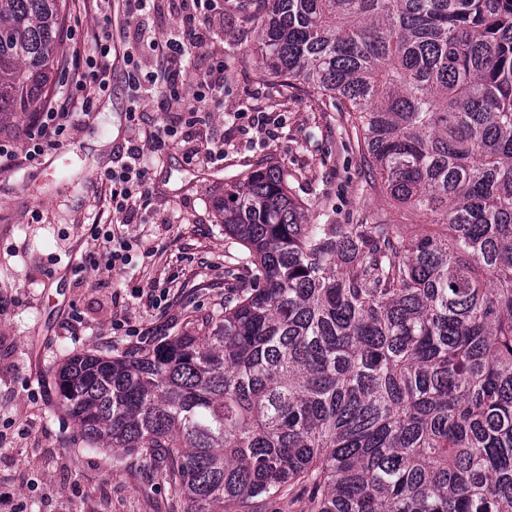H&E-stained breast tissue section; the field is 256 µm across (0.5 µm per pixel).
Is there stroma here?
<instances>
[{
  "instance_id": "35a3bbf8",
  "label": "stroma",
  "mask_w": 512,
  "mask_h": 512,
  "mask_svg": "<svg viewBox=\"0 0 512 512\" xmlns=\"http://www.w3.org/2000/svg\"><path fill=\"white\" fill-rule=\"evenodd\" d=\"M221 3L224 26L194 64L224 57V110L196 126L200 138L223 137V162L186 164L176 144L145 150L149 205L131 223H115L98 177L127 159V114L153 127L171 109L154 91L132 98L119 39L108 89L87 91L89 115L73 119L61 145L39 160L0 168V493L16 512H184L143 451L83 445L60 407L57 370L77 352H142L241 293L248 274L215 208L225 185L277 165L298 174L295 193L310 223L352 224L380 210L396 224L419 221L371 184L341 112L312 89L265 73L241 0ZM65 4L82 24L76 35L62 33L61 57L70 60L77 44L93 57L94 35L120 21L121 0ZM256 108L279 119L272 135H244L224 119ZM107 231L128 240L131 264L110 275L82 268L88 253L104 250ZM142 288L163 290L160 308L148 307Z\"/></svg>"
}]
</instances>
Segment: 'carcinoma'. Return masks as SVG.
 <instances>
[{"label": "carcinoma", "instance_id": "obj_1", "mask_svg": "<svg viewBox=\"0 0 512 512\" xmlns=\"http://www.w3.org/2000/svg\"><path fill=\"white\" fill-rule=\"evenodd\" d=\"M63 0H0V117L62 66ZM266 72L348 113L369 173L440 226L309 224L278 166L216 210L249 275L141 354L58 369L88 446L166 461L186 512H512V0H260Z\"/></svg>", "mask_w": 512, "mask_h": 512}]
</instances>
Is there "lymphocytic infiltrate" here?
<instances>
[{
  "label": "lymphocytic infiltrate",
  "mask_w": 512,
  "mask_h": 512,
  "mask_svg": "<svg viewBox=\"0 0 512 512\" xmlns=\"http://www.w3.org/2000/svg\"><path fill=\"white\" fill-rule=\"evenodd\" d=\"M157 4L158 0H124L125 23L133 29L135 44L148 47L157 57L155 69L145 72L140 69L134 54H127L126 82L135 93L145 86L157 88L167 100L180 103L181 108L163 126L135 129L134 140L128 148V163L101 175V183L109 190L112 210L118 214L132 213L135 206L148 197L144 172L137 165L144 147L159 151L170 140L191 145L196 136L197 113L211 111L224 102L223 57L213 55L208 58L198 77V89L191 96L186 93L185 70L182 66L183 61L209 39L212 23L217 17V0H175L173 9L180 14L182 25L177 34L169 37L159 36L145 22L146 16L156 10ZM95 44L99 58L89 63L87 68L75 70L76 90L83 92L94 85L103 91L109 86L111 33H103L96 38ZM69 119V113L58 111L52 104L42 105L26 128L23 152H15L11 145L0 143V159L11 161L20 154L27 161H35L58 145Z\"/></svg>",
  "instance_id": "f902f5d3"
}]
</instances>
